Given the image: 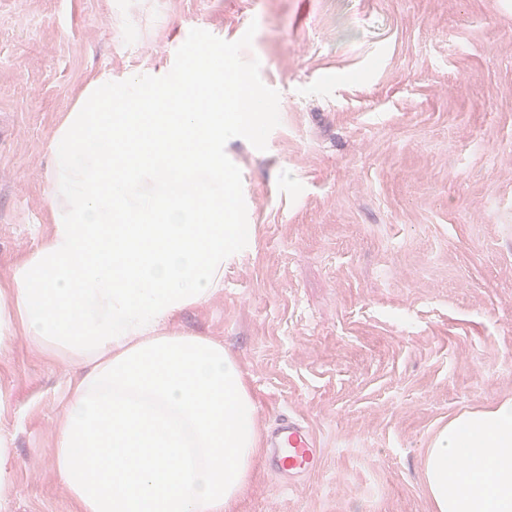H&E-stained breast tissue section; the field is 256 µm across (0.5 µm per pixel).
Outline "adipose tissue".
Segmentation results:
<instances>
[{"label":"adipose tissue","instance_id":"obj_1","mask_svg":"<svg viewBox=\"0 0 512 512\" xmlns=\"http://www.w3.org/2000/svg\"><path fill=\"white\" fill-rule=\"evenodd\" d=\"M215 55L127 92L90 86L50 144V232L0 298V351L18 326L73 373L52 459L77 512H234L262 452L234 354L168 328L254 239L234 218L224 135L256 122ZM194 84L207 93L191 104ZM422 481L431 512H512V398L449 417Z\"/></svg>","mask_w":512,"mask_h":512}]
</instances>
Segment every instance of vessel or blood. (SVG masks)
Listing matches in <instances>:
<instances>
[{"instance_id":"1","label":"vessel or blood","mask_w":512,"mask_h":512,"mask_svg":"<svg viewBox=\"0 0 512 512\" xmlns=\"http://www.w3.org/2000/svg\"><path fill=\"white\" fill-rule=\"evenodd\" d=\"M268 463L270 469L289 486L319 470L321 450L304 420H284L270 430Z\"/></svg>"}]
</instances>
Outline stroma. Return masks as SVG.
<instances>
[{
  "instance_id": "stroma-1",
  "label": "stroma",
  "mask_w": 512,
  "mask_h": 512,
  "mask_svg": "<svg viewBox=\"0 0 512 512\" xmlns=\"http://www.w3.org/2000/svg\"><path fill=\"white\" fill-rule=\"evenodd\" d=\"M200 31L268 112L224 138L253 243L174 328L324 448L292 489L256 466L236 512H431L432 433L512 397V0H0L1 284L49 232V145L89 86L187 68ZM8 343L0 512H75L51 467L70 371Z\"/></svg>"
}]
</instances>
